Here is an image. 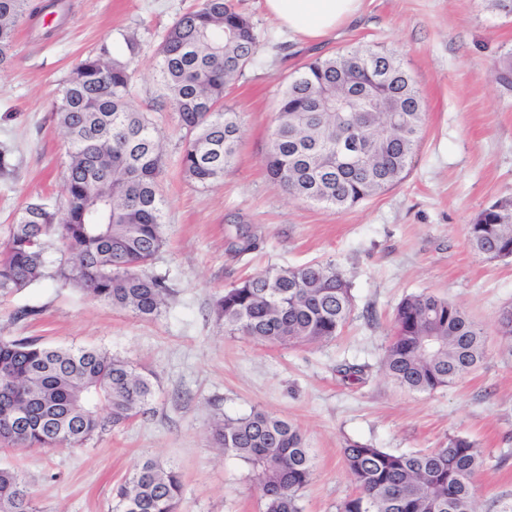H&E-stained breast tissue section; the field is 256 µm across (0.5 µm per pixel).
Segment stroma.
Masks as SVG:
<instances>
[{
	"label": "stroma",
	"instance_id": "stroma-1",
	"mask_svg": "<svg viewBox=\"0 0 512 512\" xmlns=\"http://www.w3.org/2000/svg\"><path fill=\"white\" fill-rule=\"evenodd\" d=\"M63 2L64 11L20 25L14 55L0 68V148L14 165L12 179L0 181V241L27 203L60 194L69 143L54 105L72 68L106 43L130 58L128 99L165 139L166 244L154 267L174 294L153 318L51 279L0 295V338L102 347L154 374L146 414L84 447L0 452V466L18 467L36 490L37 512H113L115 488L147 457L181 473L182 512H264L248 467L224 456L211 435L215 416L256 409L296 422L312 451L302 512H338L355 496L347 442L411 453L455 436L484 453L479 512H499L512 500V341L498 326L512 306V260L475 254L466 229L484 208L512 200V90L491 73L512 52V13L487 0H364L355 24L312 44L281 35L264 0H234L259 48L228 90L241 122L233 164L203 186L181 173L178 117L158 108L154 76L164 36L199 0ZM129 36L137 55L126 48ZM365 45L397 53L422 98V139L407 176L340 212L291 198L263 164L279 97L304 63ZM241 224L258 246L239 255L230 245ZM329 261L348 280L354 304L334 340L267 345L226 334L217 322L216 298L246 276ZM421 292L462 305L488 336L477 370L424 393L399 387L380 368L394 308ZM343 362L363 365V379L342 380Z\"/></svg>",
	"mask_w": 512,
	"mask_h": 512
}]
</instances>
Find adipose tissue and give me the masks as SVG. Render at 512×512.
Wrapping results in <instances>:
<instances>
[{
  "label": "adipose tissue",
  "instance_id": "1",
  "mask_svg": "<svg viewBox=\"0 0 512 512\" xmlns=\"http://www.w3.org/2000/svg\"><path fill=\"white\" fill-rule=\"evenodd\" d=\"M363 0H265L269 16L294 38L317 43L355 21Z\"/></svg>",
  "mask_w": 512,
  "mask_h": 512
}]
</instances>
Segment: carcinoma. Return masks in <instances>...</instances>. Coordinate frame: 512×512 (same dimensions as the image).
I'll return each instance as SVG.
<instances>
[{
    "label": "carcinoma",
    "mask_w": 512,
    "mask_h": 512,
    "mask_svg": "<svg viewBox=\"0 0 512 512\" xmlns=\"http://www.w3.org/2000/svg\"><path fill=\"white\" fill-rule=\"evenodd\" d=\"M55 0H0V67L12 58L19 26ZM258 42L233 0H201L180 15L159 50L158 72L184 131V176L203 186L224 177L240 139L238 113L224 104L226 87L254 62ZM494 80L512 88V56L494 66ZM129 63L108 46L70 73L55 109L69 139L64 201L26 205L0 245V293L42 280H63L88 297L142 317L158 315L173 294L167 274L153 269L166 238L158 192L164 153L153 123L131 107ZM363 98L359 112L312 111L345 88ZM423 126L422 98L392 52L362 48L317 57L282 92L269 138L272 181L300 200L345 210L399 184ZM350 132L367 148L351 173L336 160V136ZM473 251L497 246L512 255V201L482 210L467 229ZM57 236L70 257L47 264ZM256 239L238 228L232 249ZM354 309L349 282L334 263L268 270L224 290L215 301L224 329L272 345L336 338ZM482 328L461 305L429 293L404 298L381 360L400 385L431 392L453 384L485 358ZM0 438L16 448H79L95 435L147 411L151 374L97 347H49L0 338ZM224 455L254 473L265 512H301L300 493L313 475L301 430L255 411L215 422ZM359 494L340 512H477L475 483L482 451L456 436L428 452L394 454L359 442L344 447ZM179 471L147 459L117 490L119 512H180ZM35 492L14 467L0 466V512H36Z\"/></svg>",
    "instance_id": "cac0c4a2"
}]
</instances>
